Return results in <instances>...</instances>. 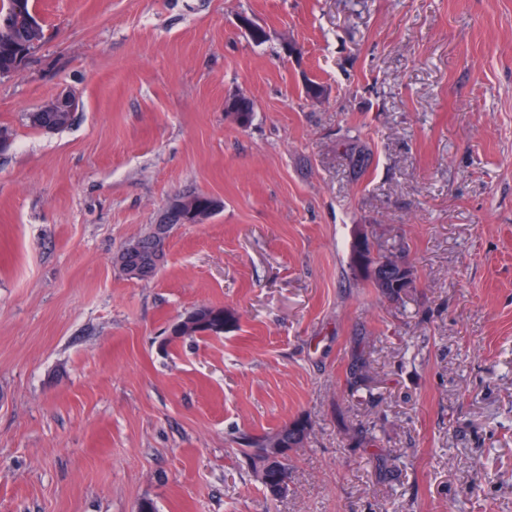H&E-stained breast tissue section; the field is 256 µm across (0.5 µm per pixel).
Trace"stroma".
Masks as SVG:
<instances>
[{
  "label": "stroma",
  "instance_id": "35a3bbf8",
  "mask_svg": "<svg viewBox=\"0 0 512 512\" xmlns=\"http://www.w3.org/2000/svg\"><path fill=\"white\" fill-rule=\"evenodd\" d=\"M35 4L0 78V512H512V0ZM63 89L72 125L27 127ZM183 192L224 207L127 279ZM361 233L403 243L400 302ZM204 303L223 334L169 340ZM297 417L275 499L235 438ZM152 227L151 229H149L150 231L139 236V239L143 242L144 245L143 251L137 254L136 256H130L123 264H116L117 266H119L120 271L129 279H131L129 276V269L131 267L138 265L144 266L146 264L148 265L149 261L151 260V255L153 253V248L155 245V237L154 234L152 233Z\"/></svg>",
  "mask_w": 512,
  "mask_h": 512
}]
</instances>
